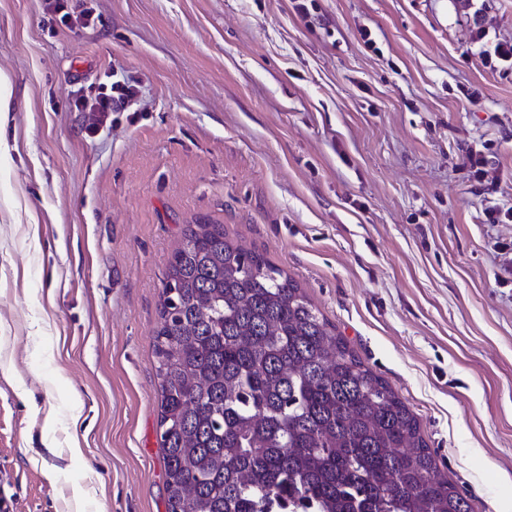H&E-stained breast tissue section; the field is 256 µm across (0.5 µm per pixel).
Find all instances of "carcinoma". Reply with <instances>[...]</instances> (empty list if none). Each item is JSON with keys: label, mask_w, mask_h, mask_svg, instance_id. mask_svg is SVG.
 <instances>
[{"label": "carcinoma", "mask_w": 512, "mask_h": 512, "mask_svg": "<svg viewBox=\"0 0 512 512\" xmlns=\"http://www.w3.org/2000/svg\"><path fill=\"white\" fill-rule=\"evenodd\" d=\"M160 318L168 512H471L410 408L224 225L186 226Z\"/></svg>", "instance_id": "carcinoma-1"}]
</instances>
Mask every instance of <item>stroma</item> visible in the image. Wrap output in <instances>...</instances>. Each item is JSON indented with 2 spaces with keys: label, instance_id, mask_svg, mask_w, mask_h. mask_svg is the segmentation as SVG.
<instances>
[{
  "label": "stroma",
  "instance_id": "stroma-1",
  "mask_svg": "<svg viewBox=\"0 0 512 512\" xmlns=\"http://www.w3.org/2000/svg\"><path fill=\"white\" fill-rule=\"evenodd\" d=\"M68 6L93 27L0 0V512L78 485L167 512L154 344L198 221L300 285L473 512H512V65L485 64L512 0ZM113 71L136 95L89 132L74 93Z\"/></svg>",
  "mask_w": 512,
  "mask_h": 512
}]
</instances>
